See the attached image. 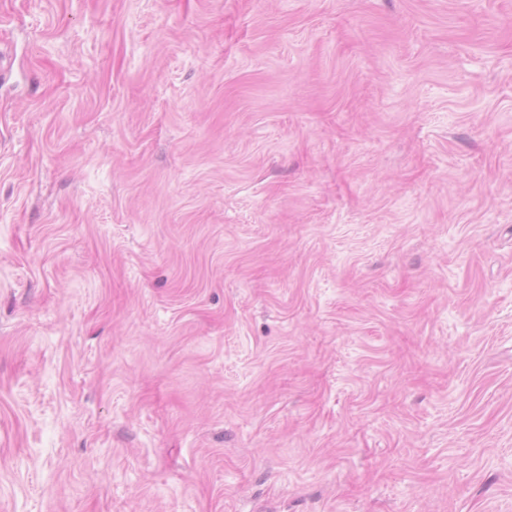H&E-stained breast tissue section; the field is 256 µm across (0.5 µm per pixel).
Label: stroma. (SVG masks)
<instances>
[{"instance_id": "35a3bbf8", "label": "stroma", "mask_w": 512, "mask_h": 512, "mask_svg": "<svg viewBox=\"0 0 512 512\" xmlns=\"http://www.w3.org/2000/svg\"><path fill=\"white\" fill-rule=\"evenodd\" d=\"M0 512H512V0H0Z\"/></svg>"}]
</instances>
